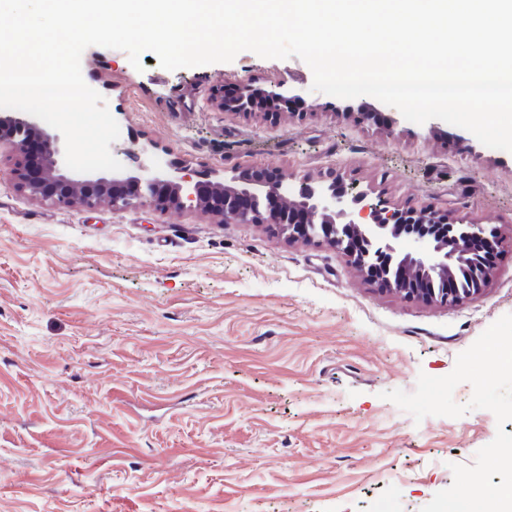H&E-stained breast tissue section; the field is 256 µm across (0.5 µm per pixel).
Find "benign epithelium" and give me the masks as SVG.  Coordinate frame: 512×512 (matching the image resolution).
Returning a JSON list of instances; mask_svg holds the SVG:
<instances>
[{
  "instance_id": "benign-epithelium-1",
  "label": "benign epithelium",
  "mask_w": 512,
  "mask_h": 512,
  "mask_svg": "<svg viewBox=\"0 0 512 512\" xmlns=\"http://www.w3.org/2000/svg\"><path fill=\"white\" fill-rule=\"evenodd\" d=\"M281 99L276 92L257 98L243 88L235 100H221L220 107L268 113ZM33 144L41 147L42 163L33 172L21 163L14 176L18 188L36 200L87 208L106 203L116 211H132L150 201L177 212H204L222 224H271L290 242L325 243L337 249L348 233L366 244L362 253H347L360 272H367L376 259L393 263L387 290L426 304L455 306L481 293L491 277L472 245L490 239L495 231L473 219L450 217L432 202L419 209L392 206L356 182L335 176L321 188L301 179L284 194L281 179L256 182L242 171L223 182L183 163L175 166L174 176L152 174L143 166L136 171L78 173L65 165L60 132L20 116L0 115V147L7 145L25 158ZM462 272L469 280L463 288L418 287L427 278L454 279Z\"/></svg>"
}]
</instances>
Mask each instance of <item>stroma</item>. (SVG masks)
I'll list each match as a JSON object with an SVG mask.
<instances>
[{"label":"stroma","mask_w":512,"mask_h":512,"mask_svg":"<svg viewBox=\"0 0 512 512\" xmlns=\"http://www.w3.org/2000/svg\"><path fill=\"white\" fill-rule=\"evenodd\" d=\"M85 83L142 149L224 177L355 179L496 227L483 291L446 308L370 282L334 248L199 213L38 201L0 148V512H421L512 421H414L384 391L449 374L512 313V152L432 119L394 132L370 96L312 91L299 58L135 69L91 46ZM289 89L298 109L227 112L225 88Z\"/></svg>","instance_id":"stroma-1"}]
</instances>
